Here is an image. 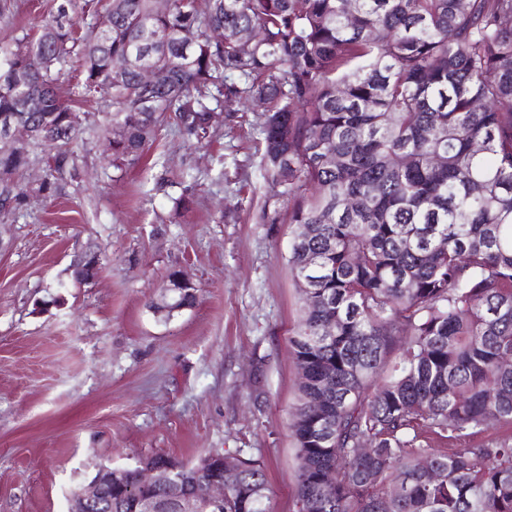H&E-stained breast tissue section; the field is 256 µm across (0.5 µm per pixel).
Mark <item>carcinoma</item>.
I'll return each mask as SVG.
<instances>
[{
    "instance_id": "1",
    "label": "carcinoma",
    "mask_w": 512,
    "mask_h": 512,
    "mask_svg": "<svg viewBox=\"0 0 512 512\" xmlns=\"http://www.w3.org/2000/svg\"><path fill=\"white\" fill-rule=\"evenodd\" d=\"M70 5L0 47V113L32 131L0 142V213L27 203L31 149L46 154L39 194L77 171L81 118L55 91L73 61L78 98L110 92L114 162L167 125L210 137L222 82L261 113L269 198L288 202L262 221L309 226L288 251L311 284L290 338L306 373L289 423L296 512H512V436L489 434L512 424V0H112L103 31ZM94 263L82 255L76 280ZM169 282L168 317L196 300L181 271ZM210 466L154 490L126 468L95 512H172ZM229 470L224 503L201 512H269L263 465L227 451Z\"/></svg>"
}]
</instances>
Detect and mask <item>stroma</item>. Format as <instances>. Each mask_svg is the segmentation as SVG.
<instances>
[{
    "instance_id": "stroma-1",
    "label": "stroma",
    "mask_w": 512,
    "mask_h": 512,
    "mask_svg": "<svg viewBox=\"0 0 512 512\" xmlns=\"http://www.w3.org/2000/svg\"><path fill=\"white\" fill-rule=\"evenodd\" d=\"M59 2L8 0L0 46L35 34ZM73 85L63 76L56 92L82 119L79 179L44 198L45 157L33 152L27 205L0 213V512H69L99 467L209 450L261 461L270 512H294L297 227L260 220L259 113L233 122L221 103L208 139L165 128L116 167L95 133L109 107L74 101ZM89 252L100 270L77 281L73 263ZM178 269L197 299L168 317L153 305Z\"/></svg>"
}]
</instances>
